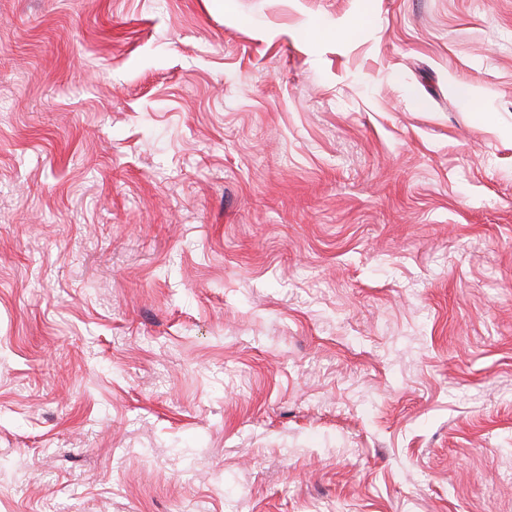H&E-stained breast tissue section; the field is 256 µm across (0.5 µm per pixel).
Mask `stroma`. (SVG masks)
Here are the masks:
<instances>
[{"mask_svg": "<svg viewBox=\"0 0 512 512\" xmlns=\"http://www.w3.org/2000/svg\"><path fill=\"white\" fill-rule=\"evenodd\" d=\"M0 512H512V0H0Z\"/></svg>", "mask_w": 512, "mask_h": 512, "instance_id": "obj_1", "label": "stroma"}]
</instances>
